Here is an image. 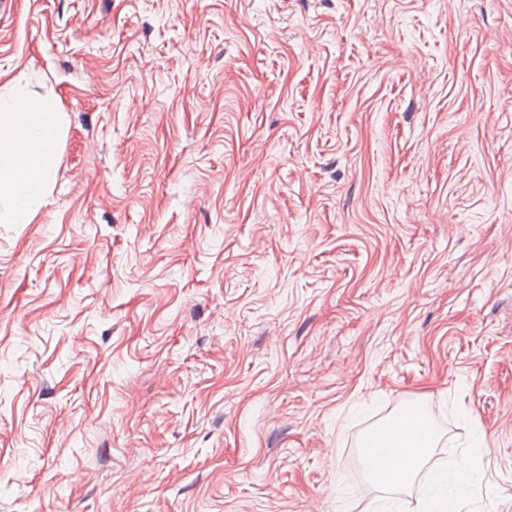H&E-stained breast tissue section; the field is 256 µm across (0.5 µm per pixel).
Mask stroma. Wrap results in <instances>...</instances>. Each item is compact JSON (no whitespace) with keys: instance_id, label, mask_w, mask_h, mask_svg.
<instances>
[{"instance_id":"stroma-1","label":"stroma","mask_w":512,"mask_h":512,"mask_svg":"<svg viewBox=\"0 0 512 512\" xmlns=\"http://www.w3.org/2000/svg\"><path fill=\"white\" fill-rule=\"evenodd\" d=\"M5 90L63 122L0 223V512H416L465 455L512 512V0H0ZM417 408V423L421 428L422 435L419 444L415 446L417 450L413 453H405L400 448H405V438L398 429H389L388 427L374 430V445L378 448V457L381 464L387 469L390 475L391 484L405 485L420 469L424 456L428 450L435 445L434 431L428 426L426 413L422 407ZM410 452L413 448H405Z\"/></svg>"}]
</instances>
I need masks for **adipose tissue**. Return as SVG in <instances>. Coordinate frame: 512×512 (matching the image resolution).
Returning a JSON list of instances; mask_svg holds the SVG:
<instances>
[{"mask_svg":"<svg viewBox=\"0 0 512 512\" xmlns=\"http://www.w3.org/2000/svg\"><path fill=\"white\" fill-rule=\"evenodd\" d=\"M58 128L44 101L20 93L0 94V206L12 224L28 223L33 205L46 191L59 166ZM422 435L415 452H404V434L386 427L374 430V446L392 484H407L420 469L435 435L418 411Z\"/></svg>","mask_w":512,"mask_h":512,"instance_id":"1","label":"adipose tissue"}]
</instances>
